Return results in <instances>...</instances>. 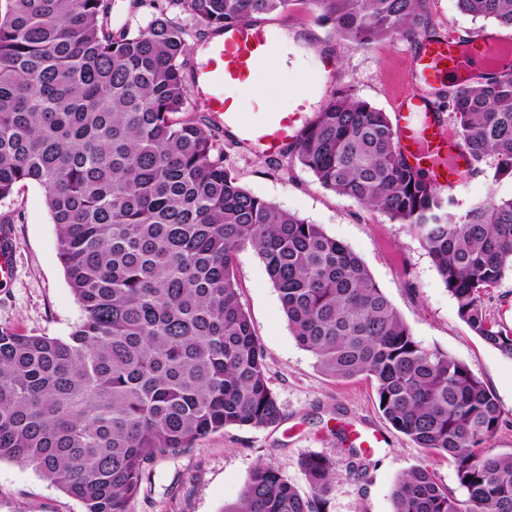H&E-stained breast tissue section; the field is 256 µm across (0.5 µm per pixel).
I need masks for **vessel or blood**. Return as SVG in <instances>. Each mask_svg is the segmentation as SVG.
I'll return each mask as SVG.
<instances>
[{
    "label": "vessel or blood",
    "instance_id": "1",
    "mask_svg": "<svg viewBox=\"0 0 512 512\" xmlns=\"http://www.w3.org/2000/svg\"><path fill=\"white\" fill-rule=\"evenodd\" d=\"M504 47L493 34L481 33L475 46L453 40L424 42L414 55V67L421 80L430 83L441 76L455 82L466 81L478 63L493 65ZM207 59L195 73L191 93L207 99L212 112L223 115L224 125L239 131L244 140L269 155H278L295 141L306 119L303 114L274 112L258 125L245 123L239 102L232 91L244 84L260 80L276 58L269 34L261 24L251 22L226 28L218 38L206 44ZM396 128L409 161L424 167L434 158L453 157L452 166L438 171L436 180L444 187L455 186L468 163L453 144L439 117L429 110L424 98L404 96L398 99ZM18 243L9 225H0V280L13 270Z\"/></svg>",
    "mask_w": 512,
    "mask_h": 512
}]
</instances>
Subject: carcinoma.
Returning a JSON list of instances; mask_svg holds the SVG:
<instances>
[{
    "mask_svg": "<svg viewBox=\"0 0 512 512\" xmlns=\"http://www.w3.org/2000/svg\"><path fill=\"white\" fill-rule=\"evenodd\" d=\"M136 33L108 25L110 0H0V199L38 184L82 309L67 339L0 328V461L31 466L84 512H127L153 463L227 427H268L281 408L240 300L233 264L265 265L297 342L326 375L373 380L390 425L452 457L458 499L429 469L405 472L392 512H512V454L492 452V392L461 360L412 334L364 262L319 224L242 186L205 120L179 117L188 45L168 8L218 34L292 0H134ZM337 40L365 48L430 30L428 0H306ZM512 28V0H457ZM436 96L473 171L512 180V62ZM325 189L405 224L425 244L460 318L512 358V329L484 296L512 270V197L463 214L430 169L408 161L388 114L341 86L295 142ZM299 466L308 494L263 465L224 512H323L335 463Z\"/></svg>",
    "mask_w": 512,
    "mask_h": 512,
    "instance_id": "obj_1",
    "label": "carcinoma"
}]
</instances>
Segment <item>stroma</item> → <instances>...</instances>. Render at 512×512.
I'll use <instances>...</instances> for the list:
<instances>
[{
	"label": "stroma",
	"instance_id": "stroma-1",
	"mask_svg": "<svg viewBox=\"0 0 512 512\" xmlns=\"http://www.w3.org/2000/svg\"><path fill=\"white\" fill-rule=\"evenodd\" d=\"M431 25L442 38L481 31L512 40V29L459 12L456 0H428ZM268 30L285 29L309 58L300 74H289L291 91L267 86L261 100L240 101L246 119L264 120L268 110L316 112L334 89L351 86L356 94L395 114L404 95L427 88L416 76L415 43L384 41L359 49L336 40L316 19L305 0L287 11L263 16ZM224 164L253 194L312 223L345 244L369 269L374 281L424 346L463 361L494 394L502 424L492 441L494 452L512 453V358L486 343L459 317L454 298L433 265L424 243L407 225L323 188L289 154L269 161L265 153L210 118ZM492 163L458 183L451 194L457 211H466L488 194L512 196V181L493 179ZM11 220L19 243L8 280L0 282V327L15 332L67 338L82 311L57 253V230L43 189L34 183L0 200V221ZM234 274L241 302L263 347L267 384L282 419L270 427H229L210 434L189 451L154 462L128 512H223L235 502L256 465L269 467L308 493L299 466L309 454L336 463V483L326 512H392L391 493L398 478L423 466L453 494L461 489L452 458L417 447L397 432L378 406L374 382L358 376L325 375L312 354L293 336L279 294L252 249L240 251ZM359 432L379 441L365 461L362 476H349L348 449ZM0 512H84L83 504L31 467L0 461Z\"/></svg>",
	"mask_w": 512,
	"mask_h": 512
}]
</instances>
